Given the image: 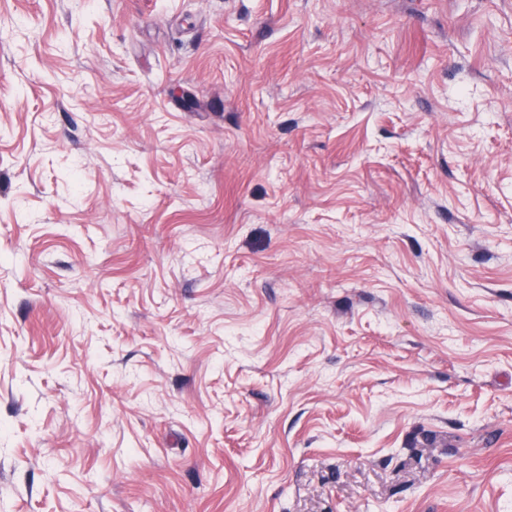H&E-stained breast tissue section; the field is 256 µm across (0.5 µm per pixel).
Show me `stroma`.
<instances>
[{"label":"stroma","instance_id":"1","mask_svg":"<svg viewBox=\"0 0 512 512\" xmlns=\"http://www.w3.org/2000/svg\"><path fill=\"white\" fill-rule=\"evenodd\" d=\"M0 512H512V0H0Z\"/></svg>","mask_w":512,"mask_h":512}]
</instances>
